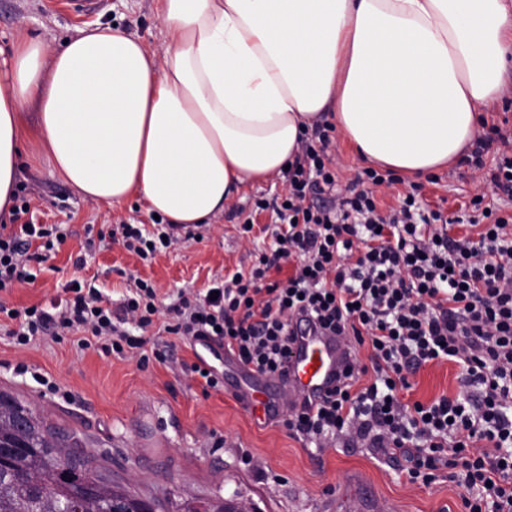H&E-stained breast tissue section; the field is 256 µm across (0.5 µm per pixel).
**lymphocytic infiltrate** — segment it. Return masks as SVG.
Segmentation results:
<instances>
[{
	"instance_id": "f902f5d3",
	"label": "lymphocytic infiltrate",
	"mask_w": 512,
	"mask_h": 512,
	"mask_svg": "<svg viewBox=\"0 0 512 512\" xmlns=\"http://www.w3.org/2000/svg\"><path fill=\"white\" fill-rule=\"evenodd\" d=\"M333 131L315 124L282 173L283 194L256 199V210L275 216L272 253L215 283L217 299L181 294L161 330L196 345L215 342L269 377L287 372L298 315L370 344L369 364L353 361L321 404L291 408L289 431L310 441L350 435L401 455L412 484L430 485L447 470L465 512H512V214L451 219L422 207L417 184L385 210L378 193L397 179L371 168L337 190ZM501 135L491 126L466 157L479 174L472 208L487 191L512 196V154L484 168L485 151ZM324 195L330 204L321 203ZM23 212L19 205L11 212L19 228L0 224V295L28 279L33 243L49 251L64 238L57 225L21 222ZM456 223L463 235H450ZM119 231L123 246L143 259L195 237L171 224L152 235L132 220ZM286 263L291 273L269 280ZM159 312L154 286L141 278L131 279L117 306L87 281L47 308L18 310L0 298V315L19 323L9 332L18 344L67 331L80 348L104 341L132 356L144 354L143 331ZM442 360L461 367L464 392L403 403L409 375Z\"/></svg>"
}]
</instances>
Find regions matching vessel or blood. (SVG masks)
<instances>
[{"label":"vessel or blood","instance_id":"1","mask_svg":"<svg viewBox=\"0 0 512 512\" xmlns=\"http://www.w3.org/2000/svg\"><path fill=\"white\" fill-rule=\"evenodd\" d=\"M293 328L287 380L271 379L244 366L238 369L251 383L247 404L254 419L275 415L283 401L319 403L346 365L350 350L346 337L331 335L306 321L294 322Z\"/></svg>","mask_w":512,"mask_h":512}]
</instances>
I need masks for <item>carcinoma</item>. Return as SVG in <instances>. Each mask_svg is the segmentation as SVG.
<instances>
[{
    "mask_svg": "<svg viewBox=\"0 0 512 512\" xmlns=\"http://www.w3.org/2000/svg\"><path fill=\"white\" fill-rule=\"evenodd\" d=\"M79 445L0 392V512H112L115 498L144 512L148 501L114 489L94 458L72 452Z\"/></svg>",
    "mask_w": 512,
    "mask_h": 512,
    "instance_id": "obj_1",
    "label": "carcinoma"
}]
</instances>
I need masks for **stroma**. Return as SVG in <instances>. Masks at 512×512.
<instances>
[{
	"mask_svg": "<svg viewBox=\"0 0 512 512\" xmlns=\"http://www.w3.org/2000/svg\"><path fill=\"white\" fill-rule=\"evenodd\" d=\"M95 22L116 23L150 49L162 47L156 0H107ZM84 26L50 11L46 0H0V61L10 60L19 33L48 49L80 35ZM426 184L422 200L445 216L460 212L475 192L464 162L439 172ZM18 185L33 189L37 222L59 225L65 239L46 261L32 263L34 282L16 284L7 297L23 308L62 295L72 280H95L112 300H120L132 276L151 280L163 305L183 291H200L238 270L249 269L275 247L268 214H253L255 197L283 189L281 177L242 186L223 213L203 226L201 241H189L145 261L122 245L104 240L83 251L87 228L111 232L134 216L151 215L136 197L109 207L85 200L64 178L23 147ZM254 227L241 236L245 215ZM82 255L83 266L72 258ZM164 359L139 364L137 358L79 350L72 337L41 336L25 347L0 332V391L30 404L48 423L76 434L82 450L112 472L115 486L159 502L164 512L205 500L217 505L237 499L257 512H462L459 490L438 478L424 487L408 483L401 458L338 439L307 442L293 436L287 412L259 424L241 406L236 391L245 380L233 368L224 386L204 389L185 370L195 360L190 342L154 336ZM459 367L426 365L411 376L403 402L427 403L459 391Z\"/></svg>",
	"mask_w": 512,
	"mask_h": 512,
	"instance_id": "35a3bbf8",
	"label": "stroma"
}]
</instances>
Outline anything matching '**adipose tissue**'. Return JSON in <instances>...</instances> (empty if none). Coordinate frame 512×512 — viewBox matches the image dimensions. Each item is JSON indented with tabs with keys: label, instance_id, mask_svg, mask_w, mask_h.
Listing matches in <instances>:
<instances>
[{
	"label": "adipose tissue",
	"instance_id": "ef3b65f1",
	"mask_svg": "<svg viewBox=\"0 0 512 512\" xmlns=\"http://www.w3.org/2000/svg\"><path fill=\"white\" fill-rule=\"evenodd\" d=\"M157 2L158 52L109 26L52 52L18 37L0 71V211L26 140L91 202L136 195L206 224L281 175L326 113L367 163L428 175L470 148L512 66V0Z\"/></svg>",
	"mask_w": 512,
	"mask_h": 512
}]
</instances>
